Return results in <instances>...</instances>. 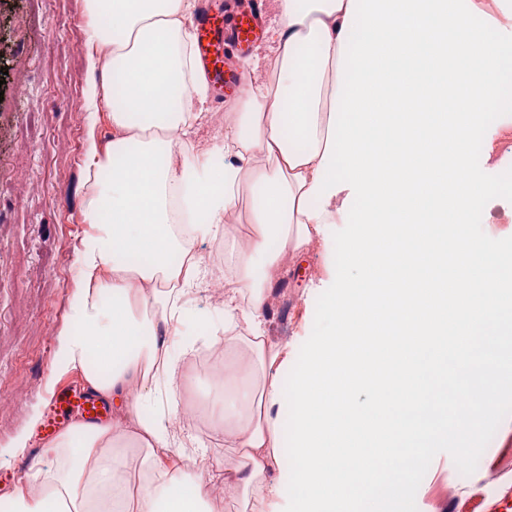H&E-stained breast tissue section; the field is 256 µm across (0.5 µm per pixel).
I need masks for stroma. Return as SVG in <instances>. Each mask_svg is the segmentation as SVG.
I'll use <instances>...</instances> for the list:
<instances>
[{
	"instance_id": "obj_1",
	"label": "stroma",
	"mask_w": 512,
	"mask_h": 512,
	"mask_svg": "<svg viewBox=\"0 0 512 512\" xmlns=\"http://www.w3.org/2000/svg\"><path fill=\"white\" fill-rule=\"evenodd\" d=\"M82 0H0V392H13L0 406V491L22 475L52 463L47 439L36 430L29 451L7 455L31 414L46 415L61 385L86 391L81 374L55 377L58 333L69 322L70 296L78 279L76 253L91 227L83 219V175L87 85ZM480 148L469 156L468 174L486 191L471 216L472 232L493 238L512 252V182L501 170L512 166V109H490L478 131ZM495 157H488V150ZM357 207L342 213L327 233L331 253L310 254L276 289L267 331L288 343L292 382L307 367L312 349L332 328L334 288L357 285L346 251L358 226ZM212 240L197 241L211 283L193 301L187 323L192 335L219 324L216 293L224 271L210 261ZM496 335L499 362L491 420H476L456 442L434 441L419 464L420 476L384 512H512V351ZM496 436L486 439L487 423ZM478 451L479 467L465 456Z\"/></svg>"
}]
</instances>
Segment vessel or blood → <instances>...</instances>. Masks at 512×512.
<instances>
[{
    "label": "vessel or blood",
    "mask_w": 512,
    "mask_h": 512,
    "mask_svg": "<svg viewBox=\"0 0 512 512\" xmlns=\"http://www.w3.org/2000/svg\"><path fill=\"white\" fill-rule=\"evenodd\" d=\"M196 56L215 103H222L225 88L234 86L237 73L231 64L233 55L247 51L257 40L260 22L257 11L234 14L214 8L211 0H201L195 22ZM54 413H76L89 423L100 422L101 404L89 394L69 387L58 388L51 404Z\"/></svg>",
    "instance_id": "vessel-or-blood-1"
}]
</instances>
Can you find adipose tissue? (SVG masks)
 <instances>
[{"label": "adipose tissue", "mask_w": 512, "mask_h": 512, "mask_svg": "<svg viewBox=\"0 0 512 512\" xmlns=\"http://www.w3.org/2000/svg\"><path fill=\"white\" fill-rule=\"evenodd\" d=\"M195 7L83 0V211L95 231L76 254L56 370L81 371L118 417L49 442L52 465L1 495L0 512H214L220 490L241 512H278L285 457L272 410L288 397L295 485L315 512H382L428 451L407 418L425 406L413 380L428 376L427 352L452 337L492 364L489 337L512 314V254L470 231L484 190L466 174L485 113L512 106V39L500 36L512 12L480 30L472 18L487 0H273L267 42L219 116L223 143L190 153L209 118ZM340 196L360 204L347 263L362 279L341 287L337 331L289 396L287 348L266 331L273 290L311 249H328ZM219 236L224 323L199 340L183 331L208 277L193 244ZM202 347L241 405L201 409L224 453L189 470L185 419L144 406L179 396ZM383 467L378 492L368 480Z\"/></svg>", "instance_id": "ef3b65f1"}]
</instances>
